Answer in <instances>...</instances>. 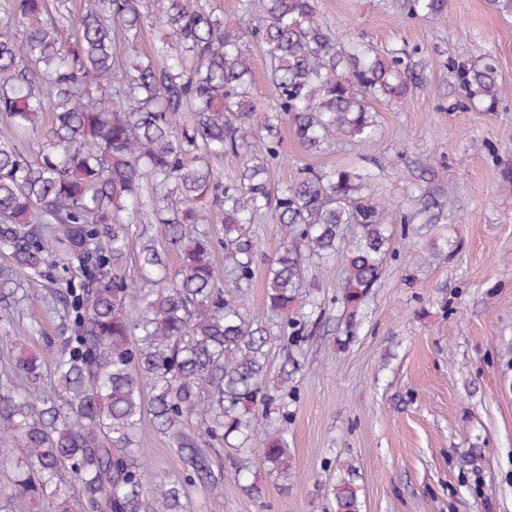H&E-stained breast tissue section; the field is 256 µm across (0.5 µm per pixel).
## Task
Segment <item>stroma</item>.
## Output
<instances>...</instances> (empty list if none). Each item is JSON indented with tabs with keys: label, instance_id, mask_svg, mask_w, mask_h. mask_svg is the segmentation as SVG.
Returning <instances> with one entry per match:
<instances>
[{
	"label": "stroma",
	"instance_id": "stroma-1",
	"mask_svg": "<svg viewBox=\"0 0 512 512\" xmlns=\"http://www.w3.org/2000/svg\"><path fill=\"white\" fill-rule=\"evenodd\" d=\"M339 41L364 36L379 49L419 47L424 81L402 104L377 105L367 145L331 131L332 148L307 154L281 132L291 165L371 169L373 193L394 210L417 207L418 189L448 204L436 224L405 225L365 303H339L344 265L307 278L322 299L315 333L297 357L288 404L289 476L259 456L221 450L224 491L193 488L189 512H332L330 488L343 464L357 472L362 512H512V103L494 112L454 108L450 61L488 53L512 93V17L488 0H448L436 20L404 22L393 0H318ZM40 286L15 314L14 352L48 360L59 328ZM152 474L182 477L167 441L143 421ZM246 466L264 498L234 479Z\"/></svg>",
	"mask_w": 512,
	"mask_h": 512
}]
</instances>
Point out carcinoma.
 Listing matches in <instances>:
<instances>
[{"mask_svg":"<svg viewBox=\"0 0 512 512\" xmlns=\"http://www.w3.org/2000/svg\"><path fill=\"white\" fill-rule=\"evenodd\" d=\"M447 7L399 0L406 21L437 19ZM3 10L0 309L43 283L63 332L50 342L48 368L17 356L0 383V429L22 444L19 455L0 456L9 482L0 512L35 502L50 512H187L189 488L222 485L205 440L246 457L257 450L288 475L292 352L321 308L304 286L305 265L331 268L345 232L356 230L341 292L355 309L394 253L397 225L414 216L370 193L367 168L307 165L272 186L271 170L288 161L281 125L309 154L323 152L334 129L368 144L373 103L405 101L422 62L403 47L334 40L316 0H239L222 16L201 0H81L77 10L72 0H5ZM148 17L164 31L153 52L121 51ZM252 41L272 87L258 126ZM451 70L460 107L479 100L497 111L505 96L494 58ZM105 96L119 108L103 107ZM26 132L44 137L37 158L16 143ZM224 158L239 168L223 182L211 162ZM440 210L430 193L421 196L425 223L441 220ZM267 214L279 241L262 319L248 293L260 249L253 224ZM145 218L157 231L141 238L133 281V225ZM171 252L179 254L173 272ZM276 342L285 361L270 385ZM147 415L182 460L183 479L148 480L136 444ZM359 491L349 465L332 488L335 512H361Z\"/></svg>","mask_w":512,"mask_h":512,"instance_id":"1","label":"carcinoma"}]
</instances>
